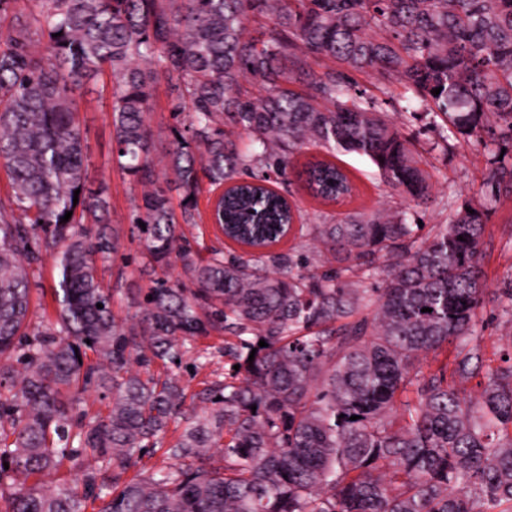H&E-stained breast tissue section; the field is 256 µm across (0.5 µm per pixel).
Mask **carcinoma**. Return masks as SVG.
I'll return each mask as SVG.
<instances>
[{
	"label": "carcinoma",
	"instance_id": "cac0c4a2",
	"mask_svg": "<svg viewBox=\"0 0 512 512\" xmlns=\"http://www.w3.org/2000/svg\"><path fill=\"white\" fill-rule=\"evenodd\" d=\"M16 2L0 0V512H512V350L494 367L476 335L484 208L426 232L404 211L350 212L278 250L296 214L272 188L315 147L365 156L414 206L432 202L402 126L354 88L350 73L369 69L443 120L431 150L448 149L450 127L484 142L490 199L512 198L497 153L512 147V0H29L12 14ZM251 16L269 20L259 37ZM325 59L342 69L315 72ZM105 65L112 162L140 189L130 222L146 225L137 259L181 265L124 320L102 279L120 228L104 191L86 192L76 119ZM163 81L179 88L163 163L178 215L150 158ZM299 177L324 202L353 193L324 157ZM205 183L242 252L192 249L183 225L200 220ZM46 256L57 314L35 322ZM497 301L512 325V281ZM214 333L229 369L198 410L178 374L151 367L205 366L192 341ZM90 385L106 414L80 407ZM155 448L165 465L128 475Z\"/></svg>",
	"mask_w": 512,
	"mask_h": 512
}]
</instances>
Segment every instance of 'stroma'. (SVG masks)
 Listing matches in <instances>:
<instances>
[{
	"mask_svg": "<svg viewBox=\"0 0 512 512\" xmlns=\"http://www.w3.org/2000/svg\"><path fill=\"white\" fill-rule=\"evenodd\" d=\"M358 89L367 91L378 99L384 112L397 118L404 114L407 97L398 83L382 84L369 71L353 73ZM113 78L110 71H103L87 82L76 97L77 118L88 151L86 182L91 190H105L110 198L112 223L121 227L122 260L108 266L104 282L115 287L113 312L116 318L133 316L137 308L128 293L146 289L150 275L143 271L132 257L141 249L139 232L130 224L132 208L131 179L112 163V122L110 100ZM178 95L175 85L160 83L153 96L148 122L152 130L150 153L154 160H161L167 153L172 139V106ZM405 133L419 155L423 168L434 185V199L428 209H411L412 220L425 224H444L448 221L449 208L478 205L486 200V178L489 153L483 143L459 141L446 152L429 151L428 143L434 134L425 121L409 119ZM355 184V194L341 205L326 204L314 198L297 179H290L287 188L302 210L306 224L322 223L325 217L348 211H369L378 208L402 206V199L380 181L378 170L368 159L355 154L341 158ZM482 270L486 288V305L479 315L478 335L484 336L487 353L507 351L512 341L504 334V317L495 296L504 281L512 277V199L501 201L486 214L482 238ZM196 347L205 351L209 363L200 372L181 369L180 375L187 394L202 389L204 382L224 377V338L212 335L198 339Z\"/></svg>",
	"mask_w": 512,
	"mask_h": 512,
	"instance_id": "1",
	"label": "stroma"
}]
</instances>
